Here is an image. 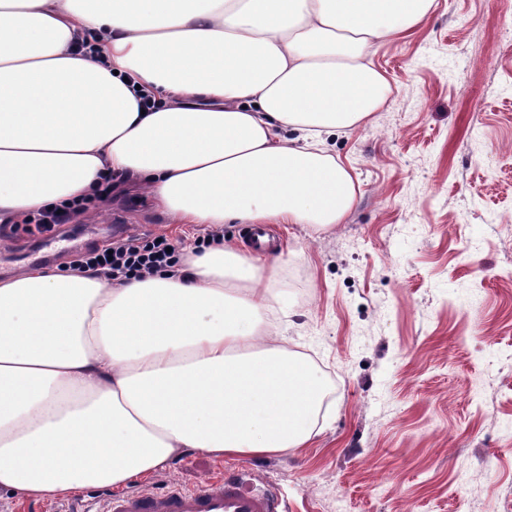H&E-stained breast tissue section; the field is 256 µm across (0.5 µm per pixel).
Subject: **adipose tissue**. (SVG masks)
Wrapping results in <instances>:
<instances>
[{"mask_svg": "<svg viewBox=\"0 0 512 512\" xmlns=\"http://www.w3.org/2000/svg\"><path fill=\"white\" fill-rule=\"evenodd\" d=\"M433 5L0 0V222L112 171L189 226L340 223L356 189L326 138L384 107L371 49ZM91 34L95 53H74ZM276 272L220 236L144 278L0 279V490L47 501L187 449L305 447L321 402L313 366L272 338Z\"/></svg>", "mask_w": 512, "mask_h": 512, "instance_id": "obj_1", "label": "adipose tissue"}]
</instances>
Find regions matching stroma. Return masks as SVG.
Returning <instances> with one entry per match:
<instances>
[{"label": "stroma", "mask_w": 512, "mask_h": 512, "mask_svg": "<svg viewBox=\"0 0 512 512\" xmlns=\"http://www.w3.org/2000/svg\"><path fill=\"white\" fill-rule=\"evenodd\" d=\"M374 61L387 105L327 140L356 205L326 228L271 227L288 248L280 333L330 391L316 435L243 460L188 451L130 490L240 464L289 512H512V0H435ZM108 223L178 245L206 233L116 190L57 234L87 251Z\"/></svg>", "instance_id": "obj_1"}]
</instances>
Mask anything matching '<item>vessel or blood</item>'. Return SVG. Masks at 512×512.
Here are the masks:
<instances>
[{
    "label": "vessel or blood",
    "mask_w": 512,
    "mask_h": 512,
    "mask_svg": "<svg viewBox=\"0 0 512 512\" xmlns=\"http://www.w3.org/2000/svg\"><path fill=\"white\" fill-rule=\"evenodd\" d=\"M98 505L97 512H288L277 489L242 468L226 469L196 489L172 484L160 492L109 493Z\"/></svg>",
    "instance_id": "1"
}]
</instances>
